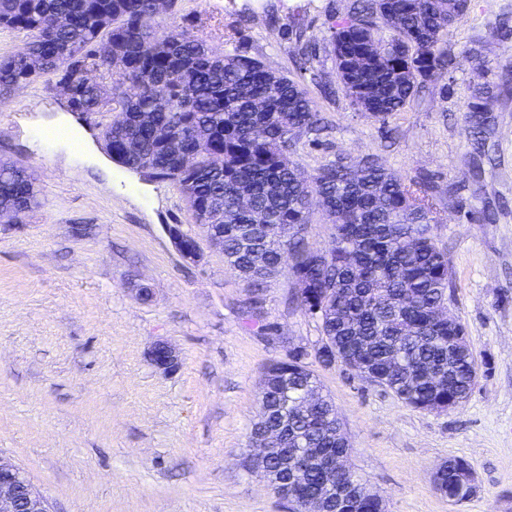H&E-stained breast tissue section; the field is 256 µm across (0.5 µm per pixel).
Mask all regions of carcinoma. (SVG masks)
<instances>
[{
	"label": "carcinoma",
	"instance_id": "obj_1",
	"mask_svg": "<svg viewBox=\"0 0 512 512\" xmlns=\"http://www.w3.org/2000/svg\"><path fill=\"white\" fill-rule=\"evenodd\" d=\"M153 9L154 0H0V28L30 35L24 50L0 55V99L45 76L68 84V110L101 117L113 158L144 159L152 174L175 183L230 271L256 286L282 271L306 283L297 299L319 317L337 360L415 409L468 399L477 362L469 343L454 342L464 323L440 315L451 275L422 189L372 157L341 159L300 178L290 159L295 139L320 124L307 91L255 57L212 50L188 30L144 27ZM468 9L458 0H353L348 20L329 28L336 59L372 43L382 51L340 77L351 106L384 126L404 111L449 69L444 36ZM85 71L123 91L101 98L81 78ZM488 93L475 89L461 115L478 147L488 127L478 102ZM159 127L170 131L168 141ZM314 196L327 201L326 247L264 234V224L306 226ZM37 204L31 174L0 167V223ZM316 390L317 409L302 413L297 400ZM261 402L267 418L253 429L279 431L264 464L301 496H314L324 480L340 493L359 479L352 469L310 465L317 454L346 448L335 406L301 353L266 368ZM455 477L457 466L441 464L434 485Z\"/></svg>",
	"mask_w": 512,
	"mask_h": 512
}]
</instances>
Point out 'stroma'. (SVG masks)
Returning a JSON list of instances; mask_svg holds the SVG:
<instances>
[{"label":"stroma","mask_w":512,"mask_h":512,"mask_svg":"<svg viewBox=\"0 0 512 512\" xmlns=\"http://www.w3.org/2000/svg\"><path fill=\"white\" fill-rule=\"evenodd\" d=\"M352 0H178L162 25L234 47L302 81L326 128L296 138L305 175L374 156L425 188L448 259V307L465 323L479 379L460 407L406 406L315 357L317 317L292 276L238 278L194 224L176 185L114 163L97 131L68 114L47 77L0 104V158L31 170L38 207L0 224V460L19 467L51 512H287L245 469L264 370L303 351L342 419L348 461L385 512H512V0H471L449 31V72L381 125L341 90L328 42ZM493 85L488 157L458 117ZM200 247L185 261L168 225ZM148 297H140V289ZM174 370L150 359L156 343ZM451 458L473 469L454 503L434 487Z\"/></svg>","instance_id":"35a3bbf8"}]
</instances>
